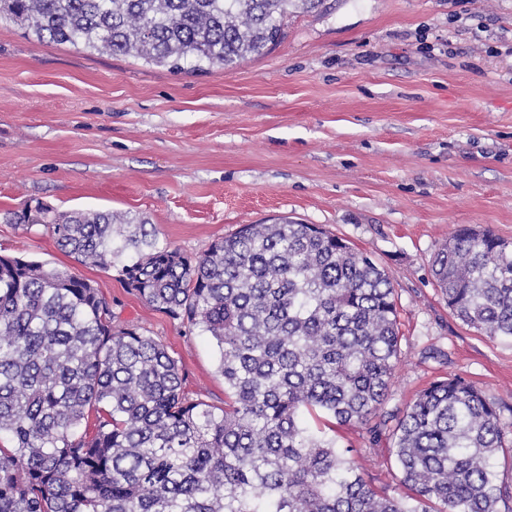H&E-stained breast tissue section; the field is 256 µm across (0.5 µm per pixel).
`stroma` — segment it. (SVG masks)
Segmentation results:
<instances>
[{"mask_svg": "<svg viewBox=\"0 0 512 512\" xmlns=\"http://www.w3.org/2000/svg\"><path fill=\"white\" fill-rule=\"evenodd\" d=\"M284 31L264 55L176 74L0 20V254L91 281L115 325L161 341L189 394L220 405L208 334L7 213L139 216L190 257L283 216L347 240L388 275L400 342L379 432L332 435L393 495L396 423L434 381L480 389L512 446V339L462 323L430 272L458 225L512 240V0H325Z\"/></svg>", "mask_w": 512, "mask_h": 512, "instance_id": "obj_1", "label": "stroma"}]
</instances>
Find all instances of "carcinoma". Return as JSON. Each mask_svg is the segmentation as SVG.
<instances>
[{"label": "carcinoma", "instance_id": "1", "mask_svg": "<svg viewBox=\"0 0 512 512\" xmlns=\"http://www.w3.org/2000/svg\"><path fill=\"white\" fill-rule=\"evenodd\" d=\"M322 2L0 0V18L178 73L262 56L289 7ZM9 220L102 270L129 255L127 287L215 341L227 400L189 397L178 360L112 325L90 281L0 255V512H500L512 500L499 412L460 377L398 419L401 494L375 491L327 436L381 409L399 347L389 278L342 238L282 218L190 257L119 212L39 205ZM431 271L458 319L512 339V242L462 225Z\"/></svg>", "mask_w": 512, "mask_h": 512}]
</instances>
